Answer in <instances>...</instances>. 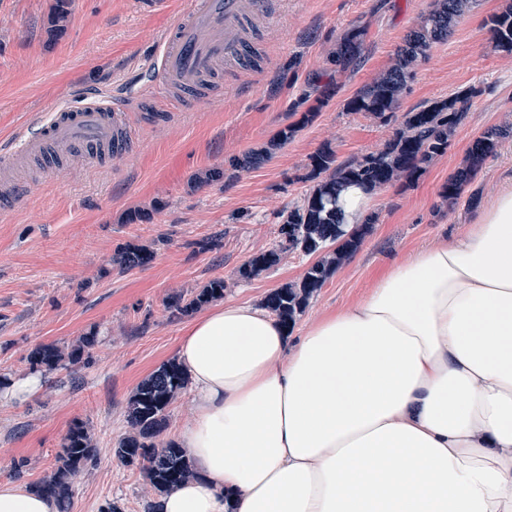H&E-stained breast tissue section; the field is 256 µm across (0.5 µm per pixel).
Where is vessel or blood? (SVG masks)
I'll use <instances>...</instances> for the list:
<instances>
[{"instance_id": "1", "label": "vessel or blood", "mask_w": 512, "mask_h": 512, "mask_svg": "<svg viewBox=\"0 0 512 512\" xmlns=\"http://www.w3.org/2000/svg\"><path fill=\"white\" fill-rule=\"evenodd\" d=\"M267 5V0H202L182 15L159 50L158 78L166 96L182 100L184 111H194L207 92L206 81L220 68L247 63ZM131 147L121 107L86 95L23 131L20 148L1 149L0 178L9 179L33 163L52 168L72 153L97 163Z\"/></svg>"}]
</instances>
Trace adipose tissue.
I'll list each match as a JSON object with an SVG mask.
<instances>
[{"label": "adipose tissue", "instance_id": "obj_1", "mask_svg": "<svg viewBox=\"0 0 512 512\" xmlns=\"http://www.w3.org/2000/svg\"><path fill=\"white\" fill-rule=\"evenodd\" d=\"M201 476L160 512H512V189L290 340L251 304L177 347ZM0 512H57L0 483Z\"/></svg>", "mask_w": 512, "mask_h": 512}]
</instances>
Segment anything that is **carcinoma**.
<instances>
[{
    "instance_id": "obj_1",
    "label": "carcinoma",
    "mask_w": 512,
    "mask_h": 512,
    "mask_svg": "<svg viewBox=\"0 0 512 512\" xmlns=\"http://www.w3.org/2000/svg\"><path fill=\"white\" fill-rule=\"evenodd\" d=\"M473 2L434 0L432 8L421 15L416 28L398 47L393 66L357 92L347 102V110L365 112L384 122L391 119L415 68L428 57L434 45L448 39L457 20ZM68 17L66 0H57L50 17L52 27L63 29ZM486 26L492 34V50L512 55V3L490 15ZM365 35L364 27L355 26L343 36L333 57L337 75L346 73L357 61ZM473 94L470 90L429 101L418 110L405 113L399 128L382 148L359 158L338 163L335 153L327 145L310 157L305 180L311 186L303 203L281 214L275 244L253 255L239 269L240 278L246 280L276 268L289 254L311 259L299 280L273 289L263 300V306L287 330L294 328L310 299L358 250L377 220L376 215L370 214L363 223L347 226L338 205L342 193L355 187L365 194H373L396 182H413L420 178L435 159L448 152L451 136L464 118ZM323 103L324 99H316V104L310 106L300 120L275 133L269 147L236 159L233 165L245 168L267 160L271 150L288 143L303 126L315 119ZM505 137V129L492 127L474 142L466 165L442 186V203L454 204L471 181L472 173L495 154L500 140ZM154 256L150 247L130 244L113 258V262L123 270H130L148 265ZM222 297L224 279L215 278L190 293L169 297L167 308L172 314L185 317ZM96 344L94 331L67 348L53 343L41 344L29 352L28 364L44 372L83 364ZM188 383V376L180 364L170 360L144 379L128 402L126 420L129 430L112 452L120 464L140 468L150 489L157 494L156 498L145 501L142 512H158V497L199 476L185 449L174 441L161 438L168 426L169 408ZM95 453L86 426L78 421L72 423L55 468L33 489L53 500L57 512H69L74 497L73 479L86 469Z\"/></svg>"
}]
</instances>
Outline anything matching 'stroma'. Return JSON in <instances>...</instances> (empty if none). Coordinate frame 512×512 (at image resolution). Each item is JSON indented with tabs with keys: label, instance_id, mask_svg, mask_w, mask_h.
<instances>
[{
	"label": "stroma",
	"instance_id": "obj_1",
	"mask_svg": "<svg viewBox=\"0 0 512 512\" xmlns=\"http://www.w3.org/2000/svg\"><path fill=\"white\" fill-rule=\"evenodd\" d=\"M194 0H67L69 21L49 32L55 0H0V143L13 144L36 117L77 93L105 94L124 105L134 148L100 166L65 162L59 172L21 176L26 193L0 210V376L25 375L40 344L67 345L89 331L98 343L88 365L45 374L22 402L0 403V482L31 487L49 475L73 421L96 439L94 465L74 479L70 512H102L109 501L140 512L150 496L142 472L112 454L125 432V406L136 386L174 359L189 317L172 315L169 296L224 279L225 300L260 304L300 278L301 258L249 280L239 268L277 238L282 211L301 204L310 156L329 145L344 162L381 148L404 113L427 101L473 91L447 153L413 185L369 197L377 215L359 249L312 298L292 330L363 298L380 272L416 249L464 232L478 209L512 186V136L502 139L453 206L440 190L473 142L493 126L512 127V56L493 52L487 16L506 0H475L447 41L415 70L390 122L346 104L386 71L396 49L432 0H269L272 40L248 82L225 78L192 112L162 99L158 47ZM366 27L356 64L339 76L331 56L345 30ZM335 84L313 122L264 164L241 171L234 158L296 122L326 84ZM212 167L224 180L191 187ZM151 220L129 222L138 209ZM220 237L216 250L201 244ZM129 243L153 246L146 267L110 269Z\"/></svg>",
	"mask_w": 512,
	"mask_h": 512
}]
</instances>
